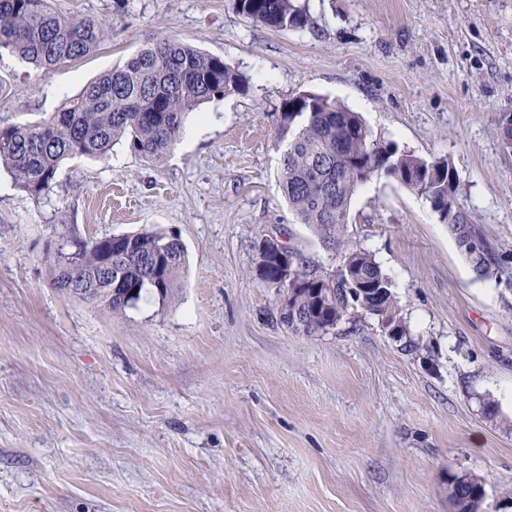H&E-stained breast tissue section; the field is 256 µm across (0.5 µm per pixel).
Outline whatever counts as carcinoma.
Returning <instances> with one entry per match:
<instances>
[{"label": "carcinoma", "mask_w": 512, "mask_h": 512, "mask_svg": "<svg viewBox=\"0 0 512 512\" xmlns=\"http://www.w3.org/2000/svg\"><path fill=\"white\" fill-rule=\"evenodd\" d=\"M243 17L276 29H303L306 10L295 0H235ZM112 26L94 17L63 15L52 0H0V50H7L48 74L61 63L97 51ZM246 91V78L219 56L170 38L146 43L123 64L88 84L47 120L0 124V164L16 184L39 198L53 188L63 160L103 159L117 144L153 163L162 162L177 142L188 115L200 105ZM280 188L302 224L331 248L345 245L349 209L358 187L375 174L406 188L421 187L439 221L479 279H496L501 266L468 215L457 208L458 173L446 158L425 159L392 141L375 138L362 116L325 96L305 92L282 106ZM113 270L104 266L103 242L82 243L55 269L59 288L77 279L86 288L107 280L119 289L95 304L114 315L138 302L173 297L186 264L183 245L162 231H141L109 238ZM294 325L306 336L323 333L358 310L401 326L390 280L374 257L359 249L345 255L343 269L325 276L291 253ZM256 276L278 279L272 257L256 264ZM137 294H132V291ZM449 496L458 512L484 490L483 482L461 475L448 478Z\"/></svg>", "instance_id": "obj_1"}]
</instances>
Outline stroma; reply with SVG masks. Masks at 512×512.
<instances>
[{"instance_id": "stroma-1", "label": "stroma", "mask_w": 512, "mask_h": 512, "mask_svg": "<svg viewBox=\"0 0 512 512\" xmlns=\"http://www.w3.org/2000/svg\"><path fill=\"white\" fill-rule=\"evenodd\" d=\"M299 2L309 25L282 30L234 0H55L111 37L48 75L0 51V123L51 116L164 37L248 80L163 163L68 159L40 198L0 166V512H456L452 473L484 481L481 512H512V0ZM304 91L449 159L504 267L476 278L428 201L363 183L346 248L388 276L408 342L369 315L294 332L254 275L269 236L321 273L343 263L279 187L280 111ZM144 229L186 248L172 299L114 316L53 286L47 244Z\"/></svg>"}]
</instances>
